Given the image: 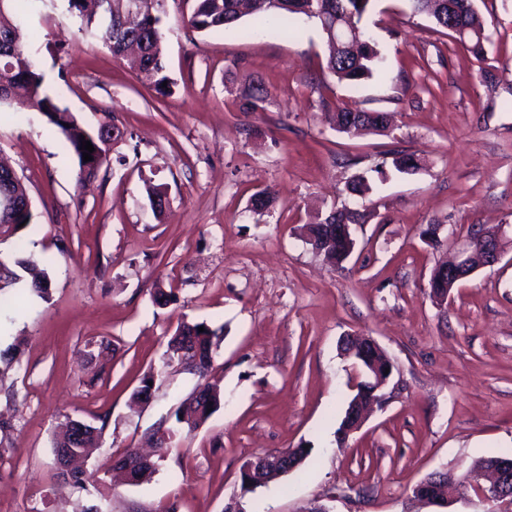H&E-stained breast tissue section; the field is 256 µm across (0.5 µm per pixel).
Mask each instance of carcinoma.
Returning a JSON list of instances; mask_svg holds the SVG:
<instances>
[{"label": "carcinoma", "instance_id": "cac0c4a2", "mask_svg": "<svg viewBox=\"0 0 512 512\" xmlns=\"http://www.w3.org/2000/svg\"><path fill=\"white\" fill-rule=\"evenodd\" d=\"M65 13L80 20L81 31L101 41L115 57L128 59L131 66L154 80L156 92L165 96L170 87L163 86L168 80L165 74L164 45L161 32L162 16L166 0H105L106 15L85 11L87 0H63ZM247 0H194L190 14L183 22L190 30L203 33L223 30L237 23L246 10ZM376 0H270L261 4L267 21L283 33H291L292 17L302 14L315 21L325 37L337 38V43L326 61V69L340 81L354 84L371 79L382 72L380 53L362 26L363 18L374 8ZM411 11L431 18L436 25L448 28V5L456 8L465 33L456 37L467 44L470 52L481 58L489 37L476 12L470 9V0H409ZM45 0H0V73L9 75L7 82H0V106L8 105L17 112H39L65 138L78 162H83L81 141L87 140L100 158V164L80 168V178L95 176L100 166L109 161V147L99 133L87 130L78 118L60 102L43 91V76L35 56L29 50L27 21L32 13H38ZM356 109L343 106L336 108L332 120L341 132L358 130L381 132L386 125L365 118L351 122ZM393 165L401 173L413 172L420 167V160L413 153L397 151ZM372 190L369 178L359 173L347 184L353 195H364ZM28 196L21 181L10 175L8 167L0 168V200L9 197L17 208L0 214V224L32 223L33 210L26 208ZM365 215L343 207L336 210L334 223L361 224ZM198 324H183L170 336L165 351L166 360L175 362L199 375H204L212 360L213 333L209 329L199 331ZM220 405V396L210 387L198 395L191 394L182 403L183 417L176 422L192 430L203 424ZM282 469L270 465L255 481L241 475L242 494L252 493L281 477Z\"/></svg>", "mask_w": 512, "mask_h": 512}]
</instances>
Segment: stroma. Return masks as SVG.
Instances as JSON below:
<instances>
[{
  "mask_svg": "<svg viewBox=\"0 0 512 512\" xmlns=\"http://www.w3.org/2000/svg\"><path fill=\"white\" fill-rule=\"evenodd\" d=\"M190 7L165 5L164 97L61 8L31 21L44 91L85 127L110 124L122 137L83 184L44 116L0 110V160L34 213L33 224L0 227V261L25 248L50 282L41 298L22 276L10 293L24 310L0 311V351L17 350L0 362V512H224L245 461L298 447L309 465L251 494L257 512L316 501L331 512H496L470 487L446 505L412 489L512 451V245L438 304L428 282L455 245L421 236L429 224L462 236L512 225V0H475L490 37L480 59L406 0H380L366 28L384 74L353 85L326 70L312 20L297 18L292 36L255 17L199 34L183 23ZM257 80L263 108L242 111ZM344 105L387 113V129L337 131L328 114ZM394 149L416 154L420 169L398 172ZM362 172L372 192L349 194ZM151 185L167 193L159 217ZM265 188L274 207L251 212ZM345 205L369 219L334 266L301 227ZM160 285L175 288L173 302L153 303ZM183 322L215 334L205 375L164 363ZM346 335L374 338L393 372L382 405L342 441L359 373L340 351ZM150 372L151 400L131 408ZM202 382L220 408L182 430L149 483L111 479L110 460L175 426ZM71 417L107 426L79 482L63 483L53 441Z\"/></svg>",
  "mask_w": 512,
  "mask_h": 512,
  "instance_id": "35a3bbf8",
  "label": "stroma"
}]
</instances>
